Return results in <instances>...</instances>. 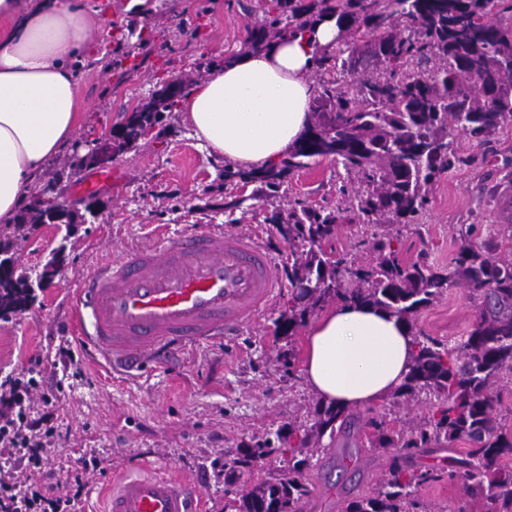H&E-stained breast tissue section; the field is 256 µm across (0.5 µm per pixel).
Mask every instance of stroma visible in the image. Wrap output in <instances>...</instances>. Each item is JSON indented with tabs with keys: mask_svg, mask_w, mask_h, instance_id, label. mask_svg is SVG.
<instances>
[{
	"mask_svg": "<svg viewBox=\"0 0 512 512\" xmlns=\"http://www.w3.org/2000/svg\"><path fill=\"white\" fill-rule=\"evenodd\" d=\"M87 0L96 9L93 58L77 63L81 106L86 119L74 142L45 166L29 191L49 203L69 201V224H35L28 205L11 222L5 254L17 272L36 276L53 267L46 287L23 314L0 318V379L19 380L23 405L50 415L54 435L47 445L53 478L66 482L78 457L96 456L105 472L84 475L82 512H103L97 481L111 479L112 466L150 460L193 478L203 489L205 512H225V505L246 490L245 481L224 484L225 462L241 458L256 440L274 437L287 425L311 424L315 396L301 365L288 368V348L304 350L305 328L285 337L277 327L292 296L284 286L277 303L256 325L221 343L191 346L173 353L165 365L111 371L89 358L68 330L70 297L81 278L145 240L155 225L171 232L190 224L257 232L262 247L290 271L291 250L271 219L293 201L335 208L343 193L361 188L355 176L328 159L288 175L278 192L256 183L224 182L223 160L211 156L183 122L180 110L161 119L134 144L117 151L112 181L97 192L77 193L85 171L72 164L78 143L118 133L133 108L175 77L187 89L225 58L245 52L246 40L265 18L269 0ZM458 154L473 161L450 169L431 186L426 211L416 224L364 226L340 224L322 244L326 253L358 264L372 254L364 245L371 232L388 235L404 260L445 265L460 245L462 225L481 233L499 231L512 213V187L503 177L512 163V124L500 127L490 143L479 145L459 131L450 135ZM476 309L464 288L451 287L421 309L418 334L440 341L464 336ZM41 357L39 387H29V360ZM49 394L51 405L40 397ZM426 398L410 404L389 401L360 408L361 418L385 416L390 427L408 428L427 416ZM324 449L342 447V439L323 437ZM322 453L307 476L318 502L316 512H341L346 500L368 491L370 474L380 472L383 450L363 448L357 460L336 468ZM424 512H446L461 500L467 512H488L485 501L465 496L460 485L433 481L418 488Z\"/></svg>",
	"mask_w": 512,
	"mask_h": 512,
	"instance_id": "35a3bbf8",
	"label": "stroma"
}]
</instances>
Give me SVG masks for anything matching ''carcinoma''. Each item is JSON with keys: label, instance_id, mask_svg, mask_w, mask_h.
I'll use <instances>...</instances> for the list:
<instances>
[{"label": "carcinoma", "instance_id": "cac0c4a2", "mask_svg": "<svg viewBox=\"0 0 512 512\" xmlns=\"http://www.w3.org/2000/svg\"><path fill=\"white\" fill-rule=\"evenodd\" d=\"M260 27L250 33L256 50L325 19L336 20L337 38L355 49L343 58L323 50L314 57L348 75L358 73L364 45L386 64L377 77L343 84H320L312 100L311 122L302 141L280 166L258 173L224 168V180L259 183L277 191L294 171L315 157L330 159L355 175L365 189L346 208L326 211L295 201L287 216H276L282 237L294 254L291 281L298 293L283 325L293 331L330 303L370 305L391 312L414 340L413 364L393 398H434L431 414L418 426L394 432L382 417L367 426L368 444L389 453L383 478L351 500L343 512H418L419 487L448 475L470 495L487 501L490 512H512V434L498 418L497 385L512 380V258L498 257L500 240L490 234L474 244L473 224L462 234L453 262L434 266L404 263L391 241L371 243L372 262L355 264L333 258L321 243L335 233L346 213L364 224H415L428 204V188L466 159L448 148V132L462 131L487 142L512 122V29L492 20L494 0H272ZM402 17L406 28H395ZM433 68H428V64ZM167 83L138 105L128 119L124 144L138 140L172 110L185 92ZM26 274L0 277V315L17 310L16 291ZM463 285L477 310L466 336L446 345L415 331V317L447 289ZM355 425L345 407L316 399L310 426L288 424L278 431L283 447L270 441L224 464L225 480L237 482L275 451L288 455V476L260 479L234 500L235 512H302L312 493L306 478L320 438L327 430L344 434ZM470 448L460 453L457 441ZM448 453L443 463L423 465L416 456Z\"/></svg>", "mask_w": 512, "mask_h": 512}]
</instances>
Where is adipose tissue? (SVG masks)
<instances>
[{
    "instance_id": "ef3b65f1",
    "label": "adipose tissue",
    "mask_w": 512,
    "mask_h": 512,
    "mask_svg": "<svg viewBox=\"0 0 512 512\" xmlns=\"http://www.w3.org/2000/svg\"><path fill=\"white\" fill-rule=\"evenodd\" d=\"M92 14L81 0H0V222H9L46 162L83 121L75 64L88 51ZM326 20L213 69L181 106L210 155L253 172L278 164L305 134ZM412 360L397 317L368 306L324 310L306 332L303 373L320 399L347 408L383 401Z\"/></svg>"
}]
</instances>
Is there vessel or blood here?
I'll return each mask as SVG.
<instances>
[{"label":"vessel or blood","mask_w":512,"mask_h":512,"mask_svg":"<svg viewBox=\"0 0 512 512\" xmlns=\"http://www.w3.org/2000/svg\"><path fill=\"white\" fill-rule=\"evenodd\" d=\"M152 245L124 248L71 296L92 354L122 367L254 326L280 296L275 259L252 236L192 224ZM199 489L151 468L113 483L106 512H198Z\"/></svg>","instance_id":"obj_1"}]
</instances>
